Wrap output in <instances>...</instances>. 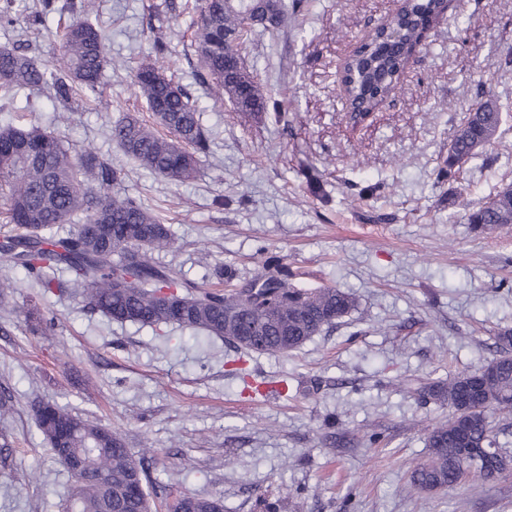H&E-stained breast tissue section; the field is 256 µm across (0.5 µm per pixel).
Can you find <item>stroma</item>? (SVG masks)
I'll use <instances>...</instances> for the list:
<instances>
[{"label": "stroma", "mask_w": 512, "mask_h": 512, "mask_svg": "<svg viewBox=\"0 0 512 512\" xmlns=\"http://www.w3.org/2000/svg\"><path fill=\"white\" fill-rule=\"evenodd\" d=\"M36 2L0 0L15 17L0 27V47L28 45L49 64L60 20L80 0H56L34 31L25 18ZM194 5L96 0L88 19L108 33L116 61L100 94L63 101L17 87L0 96V125L39 124L110 159L118 191L171 229L173 246L154 261L188 279L221 264L243 282L263 246L295 287L335 286L357 307L294 352L242 359L219 339L90 312L68 274L45 295L13 270L16 311L0 314V392L13 401L0 414V512H58L68 496L72 479L35 421V404L48 400L109 426L127 447L154 449L157 483L222 497L224 512H260L263 498L281 512H512V475L440 492L410 485L428 455L426 428L451 415L419 398L420 387L480 371L496 332L512 329V225L482 232L465 219L512 182V0H448L395 95L358 124L338 69L397 0H309L278 37H253L245 60L283 101L278 119L237 112L200 81ZM152 60L190 93L208 139L185 184L151 174L109 138L125 114L151 120L132 75ZM485 95L508 107L500 138L458 182H438L451 135ZM374 185L379 195L364 196ZM33 306L51 327H30ZM281 376L287 397H249L248 383Z\"/></svg>", "instance_id": "obj_1"}]
</instances>
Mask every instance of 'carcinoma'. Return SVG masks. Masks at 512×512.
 I'll return each mask as SVG.
<instances>
[{"mask_svg":"<svg viewBox=\"0 0 512 512\" xmlns=\"http://www.w3.org/2000/svg\"><path fill=\"white\" fill-rule=\"evenodd\" d=\"M298 0H200L193 41L199 76L210 78L216 98L228 99L237 111L260 117L270 93L245 64L243 46L255 32L275 34L296 13ZM443 0H400L397 9L354 49L341 70L345 104L353 123L382 106L399 88L413 51L443 15ZM106 37L96 25L75 17L64 25L60 53L40 64L21 47L0 48V91L51 88L67 100L76 89L100 92L102 74L111 64ZM138 94L165 129L160 134L134 115L111 125L109 137L123 154L152 173L174 183L194 177L196 152L207 150V137L188 92L154 63L133 75ZM501 105L487 97L468 110L448 142V155L437 179L453 183L464 165L498 139ZM121 171L90 149L73 156L49 129L31 125L0 127V200L5 222L21 229L0 239V264L21 269L46 293L62 289L49 272L69 270L82 288L84 306L119 323L175 327L204 332L237 349L284 355L323 330L340 323L356 308L354 296L340 288L304 290L288 282L273 257L257 275L231 293L209 291L154 264L151 253L169 248V227L136 198L114 191ZM467 223L479 230L512 224V183L474 204ZM72 224L65 238L52 229ZM14 284L0 276V312H8ZM499 354L482 376L476 398L470 397L473 374L421 387L425 401L463 413L466 442L451 422L427 431L428 458L411 470V484L442 491L461 483L492 481L508 455L500 451L492 419L512 413V330L498 332ZM37 424L51 453L59 449L80 458L71 474L72 492L65 512H151L152 498L166 492L153 482L154 450L126 447L106 426L88 422L68 408L42 402ZM168 512H224L220 497L183 493L167 504Z\"/></svg>","mask_w":512,"mask_h":512,"instance_id":"cac0c4a2","label":"carcinoma"}]
</instances>
